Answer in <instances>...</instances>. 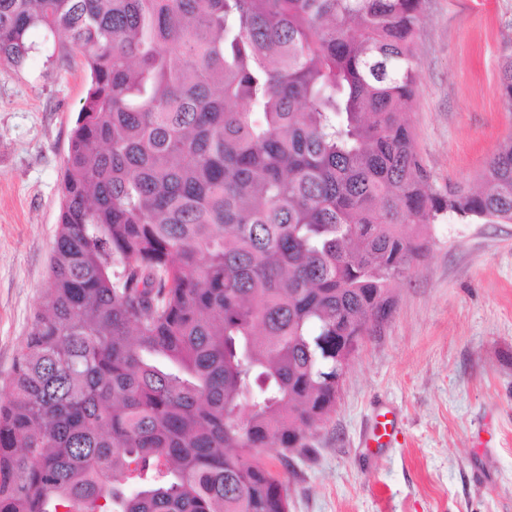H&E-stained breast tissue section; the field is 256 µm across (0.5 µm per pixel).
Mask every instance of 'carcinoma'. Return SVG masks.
<instances>
[{
  "mask_svg": "<svg viewBox=\"0 0 512 512\" xmlns=\"http://www.w3.org/2000/svg\"><path fill=\"white\" fill-rule=\"evenodd\" d=\"M424 0H0V62L68 38L50 281L3 384L0 512H289L339 352L431 226L512 223V138L430 184L412 127ZM512 107V56L499 73Z\"/></svg>",
  "mask_w": 512,
  "mask_h": 512,
  "instance_id": "1",
  "label": "carcinoma"
}]
</instances>
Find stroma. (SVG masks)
I'll use <instances>...</instances> for the list:
<instances>
[{
    "label": "stroma",
    "mask_w": 512,
    "mask_h": 512,
    "mask_svg": "<svg viewBox=\"0 0 512 512\" xmlns=\"http://www.w3.org/2000/svg\"><path fill=\"white\" fill-rule=\"evenodd\" d=\"M0 63V384L11 376L49 277L68 140L88 84L63 34L31 36ZM409 112L436 188L476 183L512 138L499 69L512 54V0H425ZM432 247L393 286L391 318L350 362L310 454L281 464L290 512H512V224L435 225ZM395 446L368 450L375 413ZM399 427L392 411L378 413L367 431L363 444L365 448H386L398 441Z\"/></svg>",
    "instance_id": "obj_1"
}]
</instances>
